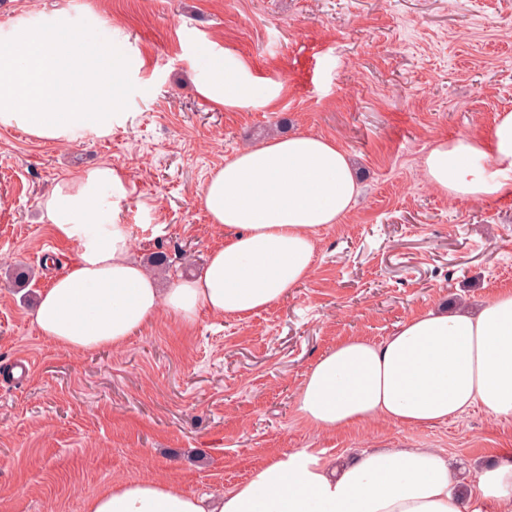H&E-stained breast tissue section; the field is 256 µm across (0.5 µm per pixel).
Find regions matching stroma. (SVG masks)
Returning <instances> with one entry per match:
<instances>
[{
	"label": "stroma",
	"instance_id": "1",
	"mask_svg": "<svg viewBox=\"0 0 512 512\" xmlns=\"http://www.w3.org/2000/svg\"><path fill=\"white\" fill-rule=\"evenodd\" d=\"M61 8L79 28L95 12L101 36L143 64L108 137L57 145L0 128V512H83L112 482L143 477L220 495L280 452L437 448L472 489L512 462V418L478 405L426 427L329 433L295 411L305 375L340 341L381 342L420 311L512 290V195L461 204L421 170L436 142L485 136L512 111V0H0V44L16 20ZM210 43L281 84L276 101L227 111L202 97L193 78ZM292 133L335 141L361 192L287 297L189 327L162 314L87 354L40 335L38 296L77 259L40 206L57 180L99 163L123 172L131 253L165 252L166 288L224 242L198 203L210 173ZM14 268L31 271L28 285ZM23 356L33 368L13 377Z\"/></svg>",
	"mask_w": 512,
	"mask_h": 512
}]
</instances>
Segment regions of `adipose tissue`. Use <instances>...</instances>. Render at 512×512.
Masks as SVG:
<instances>
[{
	"label": "adipose tissue",
	"instance_id": "ef3b65f1",
	"mask_svg": "<svg viewBox=\"0 0 512 512\" xmlns=\"http://www.w3.org/2000/svg\"><path fill=\"white\" fill-rule=\"evenodd\" d=\"M96 25L92 17L76 28L59 10L11 26L0 46L1 128L56 144L111 134L125 78L141 61L99 39ZM197 72L199 94L227 110L268 105L281 91L224 48L203 50ZM422 171L458 201L512 195V112L498 115L487 138L436 143ZM359 192L348 155L323 137L292 134L241 149L199 197L224 231L223 246L198 277L165 290L131 256L121 220L126 177L106 163L69 174L41 207L78 259L41 294L36 326L56 346L87 353L125 344L162 311L187 325L204 314H255L308 279L320 233L342 221ZM476 405L512 417L511 290L475 311L417 313L380 343L343 340L313 364L295 401L299 419L321 432L378 420L430 426ZM84 512H512V465L485 469L464 501L434 448H386L338 467L295 452L220 496L172 479H125L89 497Z\"/></svg>",
	"mask_w": 512,
	"mask_h": 512
}]
</instances>
